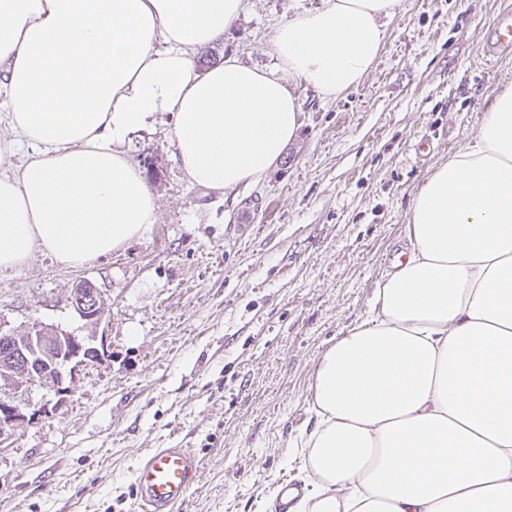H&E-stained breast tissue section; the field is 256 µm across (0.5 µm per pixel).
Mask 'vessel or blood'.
Instances as JSON below:
<instances>
[{"mask_svg": "<svg viewBox=\"0 0 512 512\" xmlns=\"http://www.w3.org/2000/svg\"><path fill=\"white\" fill-rule=\"evenodd\" d=\"M512 53V12L498 15L486 39V64ZM201 461L190 448H155L133 469L139 512H174L197 484Z\"/></svg>", "mask_w": 512, "mask_h": 512, "instance_id": "obj_1", "label": "vessel or blood"}]
</instances>
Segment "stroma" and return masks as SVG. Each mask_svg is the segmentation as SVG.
Returning <instances> with one entry per match:
<instances>
[{
    "mask_svg": "<svg viewBox=\"0 0 512 512\" xmlns=\"http://www.w3.org/2000/svg\"><path fill=\"white\" fill-rule=\"evenodd\" d=\"M324 3L244 0L211 49L277 72V29ZM506 11L512 0H400L356 88L329 98L286 79L304 125L264 178L229 194L181 171L170 114L134 137L128 158L158 203L149 232L81 266L37 251L0 270V332L43 322L107 347L58 411L0 450V512H138L132 470L153 448L203 462L178 512H275L280 478L307 481L295 444L314 426L315 368L370 316L420 185L512 86V55L482 63ZM87 279L106 307L94 331L69 304Z\"/></svg>",
    "mask_w": 512,
    "mask_h": 512,
    "instance_id": "1",
    "label": "stroma"
}]
</instances>
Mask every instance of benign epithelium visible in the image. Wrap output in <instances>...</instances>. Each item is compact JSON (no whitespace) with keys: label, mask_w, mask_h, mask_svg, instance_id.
Segmentation results:
<instances>
[{"label":"benign epithelium","mask_w":512,"mask_h":512,"mask_svg":"<svg viewBox=\"0 0 512 512\" xmlns=\"http://www.w3.org/2000/svg\"><path fill=\"white\" fill-rule=\"evenodd\" d=\"M70 301L91 328L100 325L105 310L99 288L84 290L78 283ZM96 339L95 335L80 339L41 322L0 336V449L15 425L37 419L38 413L23 412L18 396L38 386L57 397L52 409L60 408L70 393L64 369L72 374L103 359L105 350L96 345Z\"/></svg>","instance_id":"7a95c632"}]
</instances>
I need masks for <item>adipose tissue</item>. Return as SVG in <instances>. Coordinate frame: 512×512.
<instances>
[{"label": "adipose tissue", "instance_id": "adipose-tissue-1", "mask_svg": "<svg viewBox=\"0 0 512 512\" xmlns=\"http://www.w3.org/2000/svg\"><path fill=\"white\" fill-rule=\"evenodd\" d=\"M400 0H327L283 23L281 73L356 87ZM243 0H0V269L34 250L80 266L157 221L125 147L158 114L187 178L259 180L303 114L280 75L195 56ZM372 316L321 356L310 477L292 512H512V88L420 187Z\"/></svg>", "mask_w": 512, "mask_h": 512}]
</instances>
